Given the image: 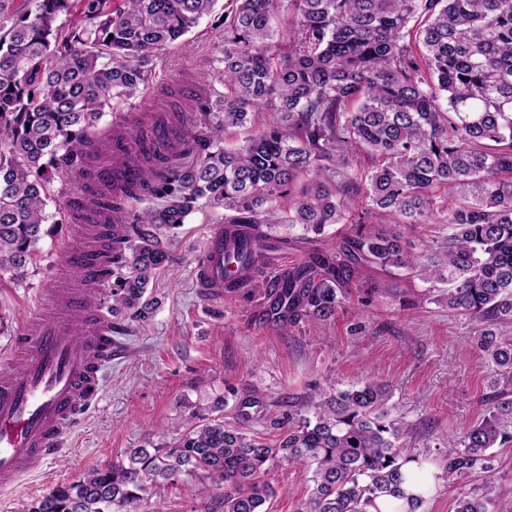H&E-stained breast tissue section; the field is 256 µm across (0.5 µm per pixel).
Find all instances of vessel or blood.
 Segmentation results:
<instances>
[{"instance_id":"b4317fda","label":"vessel or blood","mask_w":512,"mask_h":512,"mask_svg":"<svg viewBox=\"0 0 512 512\" xmlns=\"http://www.w3.org/2000/svg\"><path fill=\"white\" fill-rule=\"evenodd\" d=\"M179 140L168 125L136 131L116 122L111 156L77 173V186L92 197L108 185L138 183L141 173L131 155L166 154ZM224 230L218 224L207 235L194 269L198 287L219 298L225 281L238 272L237 265L224 262ZM99 249L93 243L68 251L64 266L72 281L51 288L47 304L29 319L8 363L0 366L1 488L43 465L102 396V369L112 360V326L90 294L109 262Z\"/></svg>"}]
</instances>
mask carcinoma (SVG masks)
<instances>
[{"instance_id":"carcinoma-1","label":"carcinoma","mask_w":512,"mask_h":512,"mask_svg":"<svg viewBox=\"0 0 512 512\" xmlns=\"http://www.w3.org/2000/svg\"><path fill=\"white\" fill-rule=\"evenodd\" d=\"M215 2L37 0L18 11L0 0L1 274L22 279L36 264L50 185L74 183L112 150L92 138L101 117L139 93L155 54ZM284 11L295 22L286 44L276 26ZM75 13L63 31L59 18ZM416 17L424 24L414 48L403 30ZM223 24L220 68L206 79L224 91L196 98L188 116L174 113L197 161L147 157L139 187L108 188L94 203L111 216L112 269L96 296L112 318L151 317L158 300L149 284L173 263L166 240L201 202L230 212L227 224L263 228L236 251L253 274L294 230L305 240L351 224L336 251L314 249L275 279L282 327L332 317L365 265L406 269L473 323L470 341L494 384L511 380L512 335L502 327L512 325V0H226ZM267 107L279 124L224 147V130ZM382 213L399 224L436 220L448 235L416 254L392 225L371 223ZM389 397L375 383L311 394L275 422L285 431L274 444L224 423L218 406L196 407L185 425L160 429L170 439L128 448L24 512H141L182 476L224 490V512H268L274 489L264 476L276 459L297 466L307 485L298 512H380V502L418 512L430 459L398 444L401 424L385 422ZM509 443L512 393L502 387L480 422L448 440V484L474 474L493 484L487 451ZM488 502L463 493L456 512H488Z\"/></svg>"}]
</instances>
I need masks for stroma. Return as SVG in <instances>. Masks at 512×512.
<instances>
[{"mask_svg": "<svg viewBox=\"0 0 512 512\" xmlns=\"http://www.w3.org/2000/svg\"><path fill=\"white\" fill-rule=\"evenodd\" d=\"M222 34L211 15L190 33L189 45L156 54L145 87L106 113L98 133H109L122 116L180 111L184 87L199 88L215 66ZM51 194L37 266L22 281L0 284V357L48 301L53 278L64 272L61 260L77 240L68 218L75 188L57 181ZM223 221V210L199 208L170 240L175 263L150 286L159 300L153 317L144 326L119 323L101 399L40 469L0 487V512H22L49 488L111 463L125 449L158 444L160 425L184 423L195 406L223 402L225 422L272 442L280 434L276 421L307 394L369 381L389 388L386 410L405 425L406 454L438 460V478L420 512H454L460 492L481 481L474 476L449 485L440 460L449 439L481 418L483 400L494 393L492 371L469 340L471 322L434 302L410 272L367 265L332 318L281 329L265 315V279L221 298L196 287L192 270L206 235ZM268 479L277 490L270 512H296L305 497L296 468L274 462ZM219 498L210 484L188 477L170 489L163 510L210 512Z\"/></svg>", "mask_w": 512, "mask_h": 512, "instance_id": "35a3bbf8", "label": "stroma"}]
</instances>
